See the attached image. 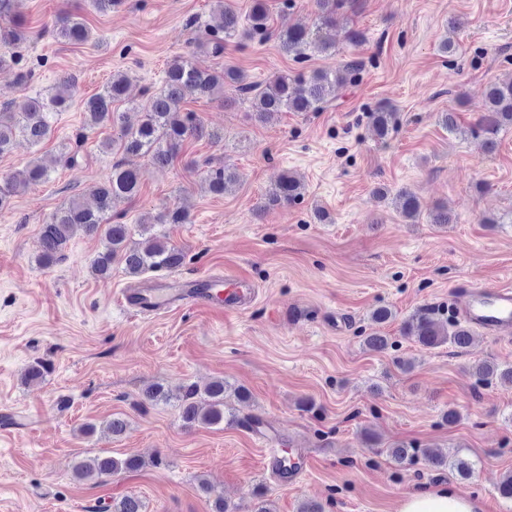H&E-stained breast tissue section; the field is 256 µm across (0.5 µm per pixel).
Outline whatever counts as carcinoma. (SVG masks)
Masks as SVG:
<instances>
[{
	"label": "carcinoma",
	"instance_id": "obj_1",
	"mask_svg": "<svg viewBox=\"0 0 512 512\" xmlns=\"http://www.w3.org/2000/svg\"><path fill=\"white\" fill-rule=\"evenodd\" d=\"M353 0H316L317 14L309 27H291L275 30L270 24V12L266 0H253V6L242 23L239 14L224 0H214V9L209 19L197 26L196 46L207 48L220 55L224 42L236 39L248 32L252 35L275 36L281 50L297 62L308 61L314 55L336 53V16ZM54 31L57 36L72 44H83L92 39L91 29L81 17L67 13L56 17ZM26 40L25 31L16 24L0 26V68L15 61V48ZM362 66V60L352 58L335 69H312L307 72H281L274 74L261 86L248 79L241 70L226 67L221 71L198 69L188 56L173 57L168 64L162 87L147 95L138 105L142 113L135 128L123 125V113L114 105L125 101L129 77L121 72L112 74L111 80L97 95L86 101L87 126L95 129L102 126H120V136L103 143L112 153L123 155L144 154L153 166L164 168L179 156L183 142L189 137H206L214 142L224 135L210 131L194 112H185L182 104L190 96L215 97L224 94V84L234 83L242 96L250 97L251 107L259 119H268L280 112H319L329 102L336 87L348 83ZM486 112L472 125L477 134L486 135L485 147L491 151L496 146V136L503 128L512 127V79L492 83L486 93ZM68 97L56 90L44 96L29 99L20 105H0V155L11 149L18 137L32 144L49 138L53 119L57 112L65 109ZM371 124L381 138L387 137L395 128V112L388 106H380L371 112ZM49 169L39 161L31 162L24 170L9 177L0 185V210L5 209L11 197L27 190L32 185L47 181ZM144 172L126 166L123 160L112 163V170L91 193L96 208L87 206L82 196L71 197L57 208L41 224L39 232V261L48 266L64 256L70 239L77 233L98 237L104 242L102 251L93 265L98 276L112 272V263L123 265L133 276L148 270L174 271L185 261V254L167 239L153 237L143 246L130 245V228L127 224L110 222L116 204L133 200L140 192ZM238 174L229 166L213 169L208 173V186L212 193L222 195L237 182ZM303 184L285 172L269 192L272 204H293L301 199ZM395 203L401 216L415 223L421 215L418 197L407 189L398 191ZM142 227L149 224H188L190 216L181 206L169 207L155 215L140 219ZM404 332L425 346L434 347L449 342L458 348L470 344L471 330L455 322L438 318L437 313L424 309L404 325ZM470 373L486 384L508 382L512 384V366L505 369L486 360L477 361ZM229 385L215 379L203 387L195 383L183 387L178 396L177 409L180 419L187 425H219L225 421L235 422V416L225 417L224 398ZM390 457L396 463L423 459L437 467H446L448 460L430 448L405 445L390 449ZM142 460L129 455L123 459L112 456H97L81 460L73 468L74 476L82 481H104L120 472L140 469ZM460 476H466L472 465L464 460L451 464ZM110 512H144L142 501L135 496H126L112 502Z\"/></svg>",
	"mask_w": 512,
	"mask_h": 512
}]
</instances>
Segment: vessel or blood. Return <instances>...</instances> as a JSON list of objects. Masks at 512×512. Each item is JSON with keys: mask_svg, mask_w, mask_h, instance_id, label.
Returning <instances> with one entry per match:
<instances>
[{"mask_svg": "<svg viewBox=\"0 0 512 512\" xmlns=\"http://www.w3.org/2000/svg\"><path fill=\"white\" fill-rule=\"evenodd\" d=\"M256 290L243 276H163L139 288L123 291L122 299L135 311L162 314L189 305L218 312H239L251 306ZM454 310L461 321L485 334L512 335V286L491 285L454 291Z\"/></svg>", "mask_w": 512, "mask_h": 512, "instance_id": "b4317fda", "label": "vessel or blood"}]
</instances>
